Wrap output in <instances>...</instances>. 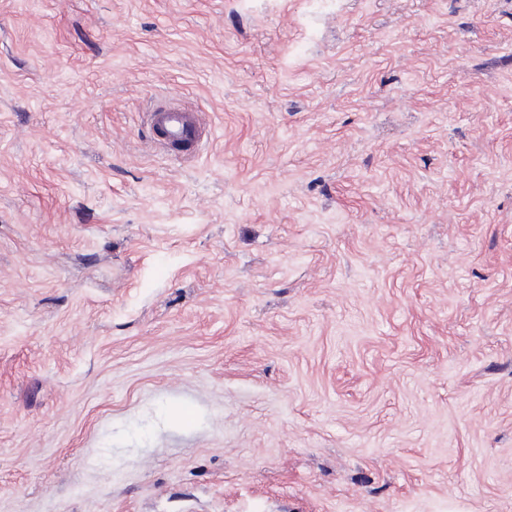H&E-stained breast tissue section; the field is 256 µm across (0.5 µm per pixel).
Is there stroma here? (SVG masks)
<instances>
[{
  "label": "stroma",
  "instance_id": "obj_1",
  "mask_svg": "<svg viewBox=\"0 0 512 512\" xmlns=\"http://www.w3.org/2000/svg\"><path fill=\"white\" fill-rule=\"evenodd\" d=\"M0 512H512V0H0ZM149 119L163 148L191 154L205 137L197 114L176 104L157 107Z\"/></svg>",
  "mask_w": 512,
  "mask_h": 512
}]
</instances>
